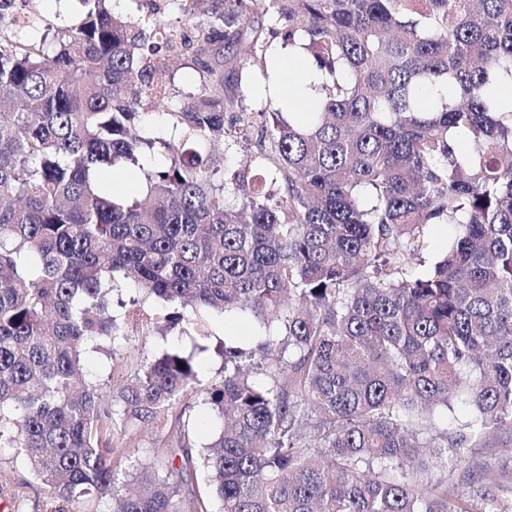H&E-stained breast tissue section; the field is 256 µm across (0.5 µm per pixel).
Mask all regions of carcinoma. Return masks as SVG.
Returning a JSON list of instances; mask_svg holds the SVG:
<instances>
[{"label":"carcinoma","instance_id":"obj_1","mask_svg":"<svg viewBox=\"0 0 512 512\" xmlns=\"http://www.w3.org/2000/svg\"><path fill=\"white\" fill-rule=\"evenodd\" d=\"M80 2L53 51L40 18L0 42V449L106 512H185L183 487L195 512H512V485L470 456L512 442V107L494 97L512 0H207L182 28ZM223 38L235 52L204 58ZM277 39L316 72L308 122L268 113L256 159L278 189L241 168L229 207L204 147L246 136L254 92L224 69ZM190 54L198 93L169 105L182 143L157 160L144 110L168 99L164 61ZM425 224L463 231L414 275ZM131 283L157 330L183 333L189 308L193 335L106 396L82 363L139 332L112 310ZM209 314L261 334L224 340V377L204 383ZM193 396L208 443L183 408L163 456L112 447ZM446 468L466 485L451 498ZM194 406L191 412L192 426L190 429L191 439L199 446L206 442L207 438L212 434L214 426L210 419V414L204 410V407L197 400H187Z\"/></svg>","mask_w":512,"mask_h":512}]
</instances>
